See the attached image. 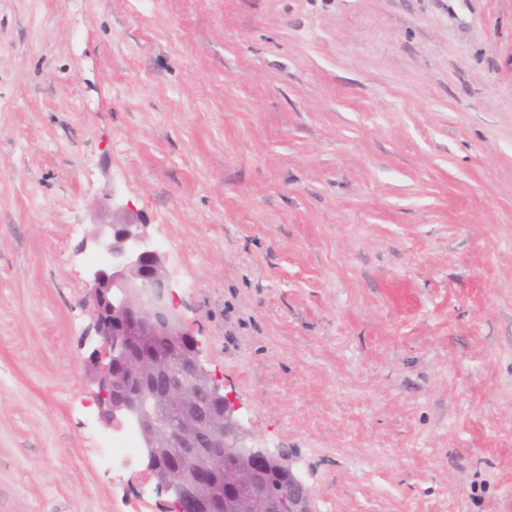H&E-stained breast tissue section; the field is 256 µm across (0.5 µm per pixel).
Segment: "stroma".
<instances>
[{"label": "stroma", "mask_w": 512, "mask_h": 512, "mask_svg": "<svg viewBox=\"0 0 512 512\" xmlns=\"http://www.w3.org/2000/svg\"><path fill=\"white\" fill-rule=\"evenodd\" d=\"M113 189L314 512H512V0H0V512H166L94 456Z\"/></svg>", "instance_id": "stroma-1"}]
</instances>
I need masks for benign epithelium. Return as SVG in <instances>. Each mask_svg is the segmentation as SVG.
<instances>
[{
  "mask_svg": "<svg viewBox=\"0 0 512 512\" xmlns=\"http://www.w3.org/2000/svg\"><path fill=\"white\" fill-rule=\"evenodd\" d=\"M104 207L112 220L96 224L83 241V247L96 256L86 288L99 345L88 361L97 370L95 399L104 427L110 429L122 419L137 422L144 470L157 491L175 498L179 512H205V495L222 499L214 488L217 476L228 488L250 490L257 484L262 470L253 465L230 466L229 456L256 459L288 471V485L262 501L264 512H311L310 490L292 458L283 448L271 450L249 443L229 398L199 362L196 342L181 327L176 313L165 256L149 247L148 224L121 202L115 190ZM182 343L193 368L175 375L165 352ZM131 377L163 380L162 399L168 404L192 408L207 393L219 399L221 411L203 424L190 418L175 426L157 415L151 390L128 393ZM174 449L181 456L178 475L165 478L156 473L154 458Z\"/></svg>",
  "mask_w": 512,
  "mask_h": 512,
  "instance_id": "7a95c632",
  "label": "benign epithelium"
}]
</instances>
